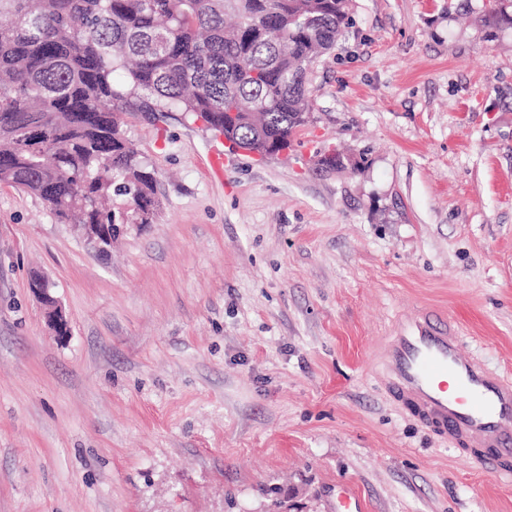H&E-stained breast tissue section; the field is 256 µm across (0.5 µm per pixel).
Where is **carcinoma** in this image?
<instances>
[{
  "label": "carcinoma",
  "mask_w": 512,
  "mask_h": 512,
  "mask_svg": "<svg viewBox=\"0 0 512 512\" xmlns=\"http://www.w3.org/2000/svg\"><path fill=\"white\" fill-rule=\"evenodd\" d=\"M476 23L512 29V0ZM352 25L349 0H0V183L101 237L150 224L155 179L120 114L181 112L258 154L289 144L309 122L313 65ZM113 196L123 210L104 207Z\"/></svg>",
  "instance_id": "1"
}]
</instances>
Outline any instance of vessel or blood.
<instances>
[{"label": "vessel or blood", "instance_id": "b4317fda", "mask_svg": "<svg viewBox=\"0 0 512 512\" xmlns=\"http://www.w3.org/2000/svg\"><path fill=\"white\" fill-rule=\"evenodd\" d=\"M458 326L424 307L374 354L392 396L474 467L512 479V374L462 352Z\"/></svg>", "mask_w": 512, "mask_h": 512}]
</instances>
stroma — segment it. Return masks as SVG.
<instances>
[{
    "label": "stroma",
    "instance_id": "35a3bbf8",
    "mask_svg": "<svg viewBox=\"0 0 512 512\" xmlns=\"http://www.w3.org/2000/svg\"><path fill=\"white\" fill-rule=\"evenodd\" d=\"M483 5L351 0L281 156L124 114L156 211L108 251L0 185V512H271L272 487L336 512L342 486L363 512H512L373 363L432 305L512 373V30L486 38ZM330 146L362 171L316 172Z\"/></svg>",
    "mask_w": 512,
    "mask_h": 512
}]
</instances>
